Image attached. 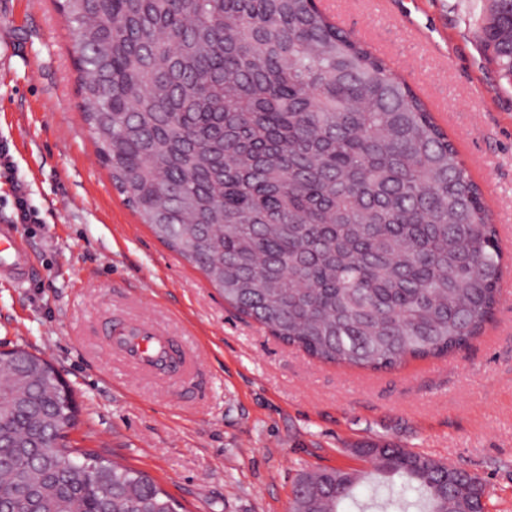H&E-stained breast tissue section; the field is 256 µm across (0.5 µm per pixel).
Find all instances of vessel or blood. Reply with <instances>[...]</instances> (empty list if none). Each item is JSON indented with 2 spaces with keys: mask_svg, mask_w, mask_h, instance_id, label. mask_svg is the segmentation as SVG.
Segmentation results:
<instances>
[{
  "mask_svg": "<svg viewBox=\"0 0 512 512\" xmlns=\"http://www.w3.org/2000/svg\"><path fill=\"white\" fill-rule=\"evenodd\" d=\"M31 272L28 256L17 240L11 224H0V277L23 280ZM109 343L114 350L139 370L156 374L169 367L171 374L184 369V355L173 337L167 336L145 321H120L108 328Z\"/></svg>",
  "mask_w": 512,
  "mask_h": 512,
  "instance_id": "vessel-or-blood-1",
  "label": "vessel or blood"
}]
</instances>
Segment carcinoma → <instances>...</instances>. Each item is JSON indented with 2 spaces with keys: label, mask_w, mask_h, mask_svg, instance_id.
I'll return each instance as SVG.
<instances>
[{
  "label": "carcinoma",
  "mask_w": 512,
  "mask_h": 512,
  "mask_svg": "<svg viewBox=\"0 0 512 512\" xmlns=\"http://www.w3.org/2000/svg\"><path fill=\"white\" fill-rule=\"evenodd\" d=\"M77 31L85 123L115 189L224 301L328 363L379 370L467 348L503 252L455 145L319 0H55ZM479 28L512 80V0ZM55 369L0 363V512H178L149 475L70 444ZM372 471L301 474L291 512H490L477 475L398 445ZM413 492L416 499H407Z\"/></svg>",
  "instance_id": "cac0c4a2"
}]
</instances>
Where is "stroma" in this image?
<instances>
[{"label": "stroma", "mask_w": 512, "mask_h": 512, "mask_svg": "<svg viewBox=\"0 0 512 512\" xmlns=\"http://www.w3.org/2000/svg\"><path fill=\"white\" fill-rule=\"evenodd\" d=\"M382 44L455 144L512 240V81L479 35V0H320ZM77 35L53 0H0V223L14 183L36 223L17 225L28 280L0 279V352L49 361L74 390L73 443L151 476L185 512H288L298 476L369 470L391 443L476 473L491 512H512V255L484 334L392 369L326 363L237 313L113 187L83 119ZM152 321L195 358L183 383L112 350L109 318Z\"/></svg>", "instance_id": "stroma-1"}]
</instances>
